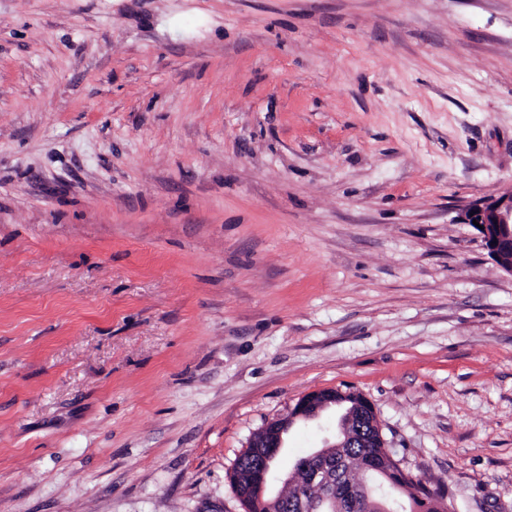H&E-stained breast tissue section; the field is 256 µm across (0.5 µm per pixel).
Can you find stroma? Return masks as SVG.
Here are the masks:
<instances>
[{
  "instance_id": "obj_1",
  "label": "stroma",
  "mask_w": 512,
  "mask_h": 512,
  "mask_svg": "<svg viewBox=\"0 0 512 512\" xmlns=\"http://www.w3.org/2000/svg\"><path fill=\"white\" fill-rule=\"evenodd\" d=\"M511 186L512 0H0V512H244L319 390L512 512ZM459 219L479 230L489 254L504 272L512 275V187L464 209Z\"/></svg>"
}]
</instances>
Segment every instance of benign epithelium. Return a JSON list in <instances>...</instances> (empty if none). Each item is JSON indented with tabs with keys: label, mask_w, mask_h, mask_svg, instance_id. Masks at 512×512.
<instances>
[{
	"label": "benign epithelium",
	"mask_w": 512,
	"mask_h": 512,
	"mask_svg": "<svg viewBox=\"0 0 512 512\" xmlns=\"http://www.w3.org/2000/svg\"><path fill=\"white\" fill-rule=\"evenodd\" d=\"M464 224L478 222L483 229L480 234L489 254L499 267L512 276V188L464 209L459 215ZM344 402V398L334 391L321 390L310 392L302 397L286 418L268 422L252 438L249 458L250 465L244 469L237 468V482L248 486L251 496L266 499L270 512H304L305 497L287 498L281 494L270 498L266 496L267 475L283 447V435L298 419L309 420L330 406ZM359 423L371 430L381 431L377 414L368 400L356 402L349 411L342 434L344 441L332 444V447L347 448L354 434L349 432L353 423ZM326 460L324 449L315 451L311 456L299 460L295 470L307 474L311 485L319 489V496L324 501H331L336 488V473L321 467L310 468L309 462ZM422 485L411 489L413 496L420 502L418 512H452V506L444 499L427 495Z\"/></svg>",
	"instance_id": "obj_1"
}]
</instances>
